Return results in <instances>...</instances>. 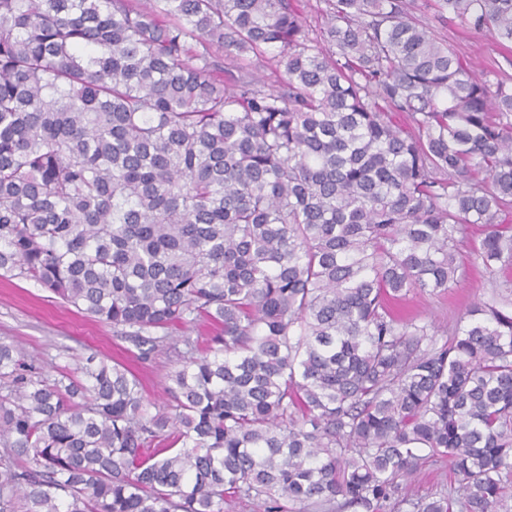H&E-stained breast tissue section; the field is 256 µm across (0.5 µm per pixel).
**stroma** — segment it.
Here are the masks:
<instances>
[{"mask_svg":"<svg viewBox=\"0 0 512 512\" xmlns=\"http://www.w3.org/2000/svg\"><path fill=\"white\" fill-rule=\"evenodd\" d=\"M416 15L475 67L500 62L499 49L490 35L466 32L459 19L440 20L423 9L417 10ZM211 61L217 79L232 82L253 76L266 88L279 86L280 73L268 56L252 55L242 63L216 50ZM483 236L481 225L468 228L457 253V279L445 291L409 296L408 310L418 322L438 327V340L451 335L465 309L490 295L492 277L473 254ZM0 337L18 343L42 363L46 375L52 378L57 377L59 369L74 367L90 355L124 362L140 379L147 398L157 403L165 402L167 376L186 352L185 346L180 345L154 353L146 360L136 359L133 345L118 337L111 324L66 306L32 281L9 276H0Z\"/></svg>","mask_w":512,"mask_h":512,"instance_id":"35a3bbf8","label":"stroma"}]
</instances>
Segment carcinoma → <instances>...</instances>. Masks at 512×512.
I'll return each mask as SVG.
<instances>
[{
  "label": "carcinoma",
  "mask_w": 512,
  "mask_h": 512,
  "mask_svg": "<svg viewBox=\"0 0 512 512\" xmlns=\"http://www.w3.org/2000/svg\"><path fill=\"white\" fill-rule=\"evenodd\" d=\"M414 5L325 0L317 41L298 0H0V270L142 359L187 348L161 406L122 363L50 379L1 338L0 512H496L512 76ZM427 7L512 48V0ZM215 47L272 54L282 88L216 79ZM470 224L503 277L441 343L394 305L456 280ZM438 459L453 486L412 499Z\"/></svg>",
  "instance_id": "cac0c4a2"
}]
</instances>
